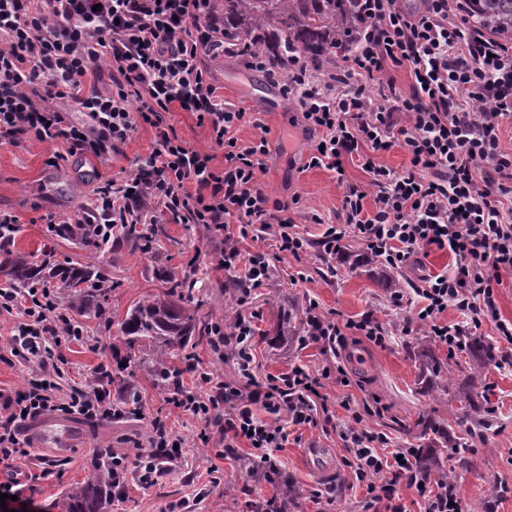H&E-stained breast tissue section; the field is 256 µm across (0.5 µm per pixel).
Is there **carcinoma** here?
<instances>
[{
    "label": "carcinoma",
    "instance_id": "1",
    "mask_svg": "<svg viewBox=\"0 0 512 512\" xmlns=\"http://www.w3.org/2000/svg\"><path fill=\"white\" fill-rule=\"evenodd\" d=\"M467 15L477 20L484 29L501 39L512 41V0H465ZM359 0H214L213 9L224 15V45L248 43L263 53L295 55L327 70L336 65V56L349 51L356 29ZM55 234L75 241L94 251L113 252L126 248L131 252L147 253L157 236L164 234L160 224H120L107 235L100 224H56ZM18 229L5 233L0 243V273L10 288H49L58 280L64 293L55 295V301L71 313L80 315L94 311L104 312L102 298L112 287L103 286L105 279L93 272L74 266L53 264L50 255L37 259L12 249L11 241ZM195 265L179 275H165L169 294L191 296L198 278ZM310 308L291 305L279 312L274 334L270 340L292 346L303 340L308 326ZM196 329L193 316L184 308L157 299L144 300L134 305L121 322L119 341L126 346L125 357L136 360L135 347L149 348L150 358L145 368L163 391L170 390L169 380L181 374L177 363L187 360L186 348L195 347L192 332ZM468 350V384L457 385L456 368L441 358L431 340H425L420 360V374L433 388L435 397L458 402V425L466 426L465 435L475 425L485 431L497 424L495 409L479 405L484 397V372L487 366L500 362L496 346L478 336L463 337ZM418 438L428 448H447L454 464L447 467L440 457L426 452L418 458L417 473L427 479L453 487L458 474L471 466L474 452L465 435L458 434L432 414H425L417 422ZM112 490V467L96 463L89 480L70 487L56 502L59 512H101L103 495ZM294 512L297 493L293 486L278 488V501L273 506L263 502L254 504V512Z\"/></svg>",
    "mask_w": 512,
    "mask_h": 512
}]
</instances>
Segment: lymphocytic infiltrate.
<instances>
[{"label":"lymphocytic infiltrate","instance_id":"1","mask_svg":"<svg viewBox=\"0 0 512 512\" xmlns=\"http://www.w3.org/2000/svg\"><path fill=\"white\" fill-rule=\"evenodd\" d=\"M357 43L341 76L322 77L304 62L291 61L281 75L284 92L297 106L304 128L316 139L308 167L344 175L343 163L357 158L368 175L367 187L345 184L339 223L319 239L328 255L357 237L382 264L400 268L419 250L448 249V271L421 277L413 293L421 306L417 319L448 350L460 336L493 324L512 345V322L501 318L496 288L512 271V153L500 142L503 122H512V46L497 40L465 16L461 0H423L410 12L401 0H360ZM224 46V24L211 0H0V144L28 134L61 144L65 153L111 158L138 126L154 131L151 153L134 175L106 180L91 205L81 207L74 224H212L224 232V268L245 284L241 296L269 276L264 252L242 253L239 240L254 230L274 232L282 250L299 254L308 246L288 203L272 198L257 176L268 154L258 137L240 143L244 123L261 127L225 104L205 66V56ZM406 68L410 92L397 94L384 76ZM112 88L100 90L102 77ZM86 113L84 126L70 124L56 100ZM196 113L212 142L224 151L223 168L212 154L186 147L168 124L176 111ZM403 121H396V114ZM410 156L401 173L377 158L395 146ZM454 309L463 323L439 322ZM0 322L9 326L8 358L28 365L22 387L0 390V464L26 455L22 430L27 422L55 412L87 420L141 417V398L115 402L112 375L122 357L95 368L97 382L87 387L67 382L56 353L61 341H83V330L50 298L46 288L22 296L0 288ZM252 321L241 317L233 331L214 327L211 350H232L244 377H251ZM375 344L386 330L372 316L341 322L310 315L308 339L323 352L338 353L348 335ZM339 368L329 363L320 374L292 367L267 377L249 391L202 374L204 391L184 390L171 403L221 431L226 456L251 449L244 463L278 470L269 451L288 434L280 424L313 423L316 400L325 399L327 382ZM349 422L338 427L358 482L389 512H405L395 487L417 488L425 512H466L460 489L424 486L413 468L420 451L405 448L400 458L380 454L385 436L367 426L382 416V404L341 403ZM152 449L138 471L125 457L112 458V497L124 500L130 482L148 490L175 472L183 459L182 438L166 420L151 422Z\"/></svg>","mask_w":512,"mask_h":512}]
</instances>
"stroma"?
<instances>
[{"mask_svg":"<svg viewBox=\"0 0 512 512\" xmlns=\"http://www.w3.org/2000/svg\"><path fill=\"white\" fill-rule=\"evenodd\" d=\"M205 63L226 104L259 113L263 119L266 133L247 124L240 127L237 136L247 141L265 135L269 154L259 179L272 197L296 201L299 230L310 244L295 257L280 251L276 237L270 234L243 241V252H265L270 278L252 289L246 301H233L225 289L230 274L218 264L224 234L214 225H168L166 235L145 254L95 252L63 240L52 231L50 217L67 216L79 205L91 203L98 186L108 179L121 178L138 157L149 153L154 140L150 126L140 127L108 161L77 154L55 163L51 160L55 145L27 135L14 144L0 145V212L18 218L15 249L38 256L50 250L59 263L91 267L106 273L112 281V291L104 302L105 316H81L84 341H65L57 349L65 361L67 376L77 381L88 378L94 367L111 358L119 325L127 312L139 301L165 296L168 285L157 278V271L176 274L192 263L197 267L199 283L192 300L183 301V308L199 322L211 325L238 313L255 315L258 334L252 340V349L254 375L259 380L295 366L317 373L328 360L321 347L311 342L293 348L270 346L265 335L276 324L277 309L313 301L319 312L341 322L373 315L387 329L389 338L382 345L361 336L348 338L338 362L349 382L343 385L333 381L326 389L338 406L336 421L341 424L347 419L340 407L344 399L358 403L377 399L387 410L383 417L371 418L372 428L387 436L390 447H419V440L412 436L419 415L432 408L444 418L449 412L446 405H434L418 385V364L411 350L424 330L418 326L408 333L403 330L405 319L414 317V308L394 309L382 275L369 276L353 268V255L364 250L356 237H349L344 253L333 260L321 255L317 241L325 225L338 222L343 189L335 172L307 167L312 135L298 122L297 111L289 107L280 84L265 81L258 71L236 59L209 56ZM169 122L189 147L214 154L215 166L223 167V150L211 142L207 126L199 123L195 113H171ZM192 354L189 368L182 375L185 387H199L204 372L220 375L228 382H241L235 360L212 354L207 343L197 345ZM132 373L131 382L145 402V418L80 421L82 438L76 446H33L29 455L12 467L0 464V481L16 469L32 475L39 512H58L55 501L60 494L90 476L101 433L109 434L117 454H145L151 449V419L162 415L186 443L180 469L148 491L129 484L126 499L105 504L103 512H171L176 504L182 512H252L254 502L272 498L281 482L292 484L299 492L302 512H385V502L371 500L346 466L348 453L338 433L285 423L288 440L272 451L279 471L268 480L243 465L241 458L248 455V448H241L240 458L222 457L224 444L215 428L168 404L165 393L155 387L144 368L133 367ZM485 377L488 396L498 408V421L486 431L476 464L464 473L460 490L468 512H512V367H487ZM311 445L328 449L331 466L326 474L315 473L306 464L302 450ZM48 459L53 461V468H45Z\"/></svg>","mask_w":512,"mask_h":512,"instance_id":"stroma-1","label":"stroma"}]
</instances>
